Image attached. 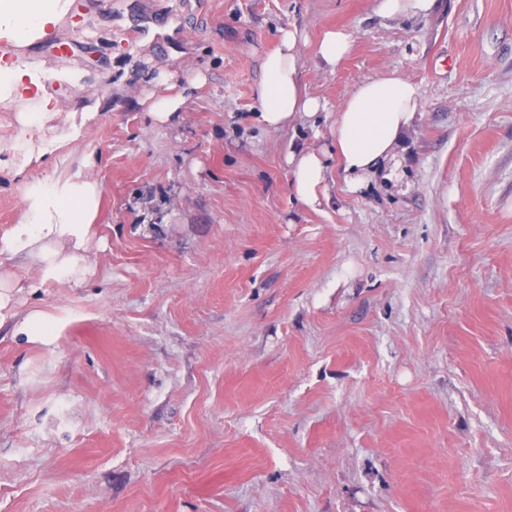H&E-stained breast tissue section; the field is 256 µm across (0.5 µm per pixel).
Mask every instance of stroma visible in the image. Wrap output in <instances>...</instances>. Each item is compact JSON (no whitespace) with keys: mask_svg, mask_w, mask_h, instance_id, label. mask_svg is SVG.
Returning <instances> with one entry per match:
<instances>
[{"mask_svg":"<svg viewBox=\"0 0 512 512\" xmlns=\"http://www.w3.org/2000/svg\"><path fill=\"white\" fill-rule=\"evenodd\" d=\"M36 64L103 198L80 284L13 293L0 330V512H512V0H73ZM299 33L320 137L258 121L261 60ZM351 50L329 70L322 34ZM398 72L422 109L398 166L291 201L289 152ZM67 73L79 85L63 82ZM186 87L155 122L160 79ZM436 0H374V12L382 19L394 20L402 17H428ZM174 86L169 87V92L159 96L151 105V113L156 122L166 124L175 119L186 103L187 89L172 92Z\"/></svg>","mask_w":512,"mask_h":512,"instance_id":"1","label":"stroma"}]
</instances>
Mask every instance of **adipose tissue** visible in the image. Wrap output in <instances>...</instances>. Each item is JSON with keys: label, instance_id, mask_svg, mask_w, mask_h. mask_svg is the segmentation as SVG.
<instances>
[{"label": "adipose tissue", "instance_id": "ef3b65f1", "mask_svg": "<svg viewBox=\"0 0 512 512\" xmlns=\"http://www.w3.org/2000/svg\"><path fill=\"white\" fill-rule=\"evenodd\" d=\"M68 0H0V37L19 46L32 44L58 26ZM263 78L255 89L259 120L279 131L296 122L318 123L326 103L310 95L303 81L295 30H282L278 48L262 61ZM21 106L20 127L7 159L21 187L22 214L0 238V249L29 269L26 288L39 291L55 284L85 280L92 272L87 258L102 198L100 183L86 165H63L46 177L35 176L46 155L44 124L58 120L67 139L82 137L101 117L99 107L59 115L43 92L38 69L27 62L0 63V107ZM421 108L418 86L392 71L357 85L336 109L333 134L336 160L351 191L369 185L395 165L397 149ZM288 189L296 202L320 209L327 201V154L310 145L288 155ZM11 278L0 280V328L38 340L55 335L56 323L35 310L21 315L11 307Z\"/></svg>", "mask_w": 512, "mask_h": 512}]
</instances>
